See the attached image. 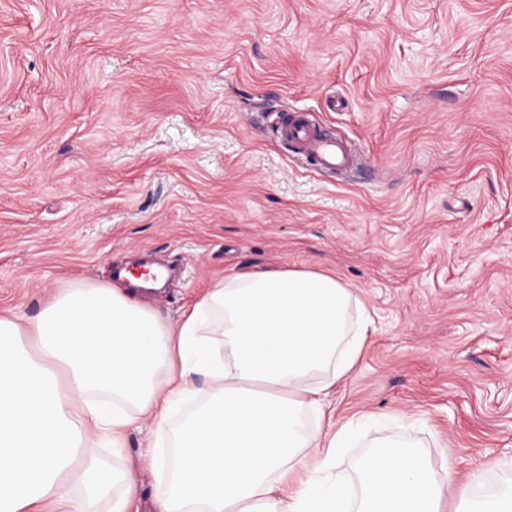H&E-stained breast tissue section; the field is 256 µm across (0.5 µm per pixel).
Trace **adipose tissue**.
<instances>
[{"mask_svg":"<svg viewBox=\"0 0 512 512\" xmlns=\"http://www.w3.org/2000/svg\"><path fill=\"white\" fill-rule=\"evenodd\" d=\"M370 324L336 275L288 267L225 275L174 321L137 289L84 280L0 315V512H129L135 469L96 448L191 401L153 512H447L444 481L400 439L373 440L356 505L326 477L360 422L304 415L324 416Z\"/></svg>","mask_w":512,"mask_h":512,"instance_id":"1","label":"adipose tissue"}]
</instances>
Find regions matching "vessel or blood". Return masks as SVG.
<instances>
[{
	"instance_id": "vessel-or-blood-1",
	"label": "vessel or blood",
	"mask_w": 512,
	"mask_h": 512,
	"mask_svg": "<svg viewBox=\"0 0 512 512\" xmlns=\"http://www.w3.org/2000/svg\"><path fill=\"white\" fill-rule=\"evenodd\" d=\"M276 131L292 144L295 153L303 156L313 170L333 172L349 168L354 163L348 147L312 123L305 113L281 115Z\"/></svg>"
}]
</instances>
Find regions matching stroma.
<instances>
[{
  "label": "stroma",
  "instance_id": "obj_1",
  "mask_svg": "<svg viewBox=\"0 0 512 512\" xmlns=\"http://www.w3.org/2000/svg\"><path fill=\"white\" fill-rule=\"evenodd\" d=\"M305 111L359 155L308 169L275 135ZM168 264L181 310L224 275L329 271L373 324L333 419L360 488L373 438L451 466L449 500L512 483V0H0V314L61 283ZM131 429L135 512L164 471Z\"/></svg>",
  "mask_w": 512,
  "mask_h": 512
}]
</instances>
